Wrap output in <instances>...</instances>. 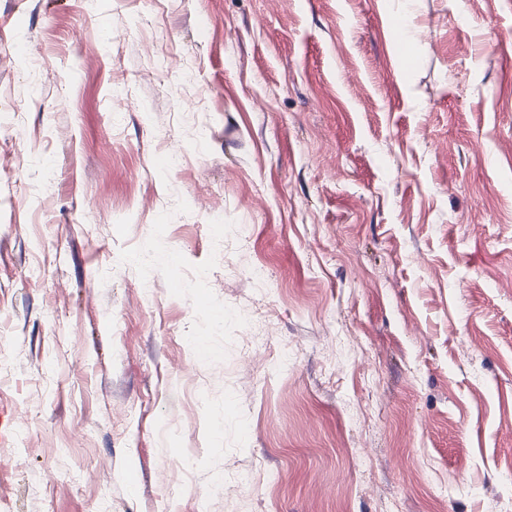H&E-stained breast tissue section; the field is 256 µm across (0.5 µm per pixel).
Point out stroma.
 I'll return each mask as SVG.
<instances>
[{
    "instance_id": "1",
    "label": "stroma",
    "mask_w": 512,
    "mask_h": 512,
    "mask_svg": "<svg viewBox=\"0 0 512 512\" xmlns=\"http://www.w3.org/2000/svg\"><path fill=\"white\" fill-rule=\"evenodd\" d=\"M507 459L512 0H0V512H512Z\"/></svg>"
}]
</instances>
